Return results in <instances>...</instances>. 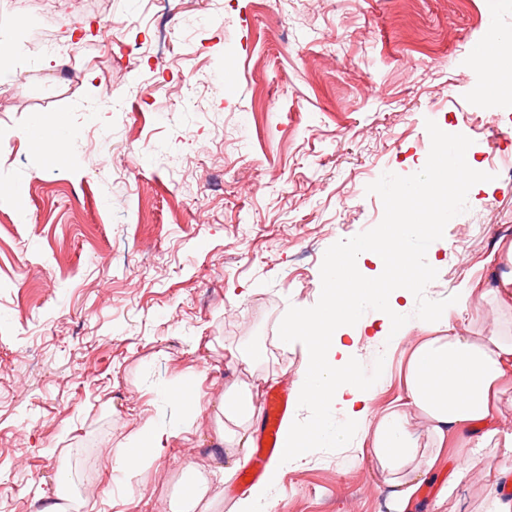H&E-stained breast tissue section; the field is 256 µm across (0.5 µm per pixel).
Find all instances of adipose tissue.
Masks as SVG:
<instances>
[{
  "instance_id": "obj_1",
  "label": "adipose tissue",
  "mask_w": 512,
  "mask_h": 512,
  "mask_svg": "<svg viewBox=\"0 0 512 512\" xmlns=\"http://www.w3.org/2000/svg\"><path fill=\"white\" fill-rule=\"evenodd\" d=\"M464 179L449 186L430 185L426 196L440 197V205L414 222L409 200L416 194L402 182L390 197L387 232L354 243L347 254L329 256L319 283L321 301L317 306H294L280 327V346L301 344L307 364L295 383L300 404L316 407L313 419L286 423L288 443L277 455L265 476L238 500L234 512H269L270 490L280 484L284 469L306 458L310 449L340 446L364 433H371L373 452L385 473L395 512H409L419 494L425 473L451 448L464 449L468 460L497 448H511L512 434L497 423L500 396L512 384V336L485 334L472 329L461 334L448 327L451 318L475 295L478 285L466 283L447 303L421 311L409 319L405 304L422 279L417 273L415 244L437 251L442 233L452 218L444 190L452 194L469 190L484 174L473 155L460 162ZM372 261L376 276H366L361 265ZM374 310L380 333L392 342L407 339L412 330L426 337L412 342L404 367L407 404L377 415L372 399L385 378L389 362L380 357L373 377L358 371L346 343V336L366 310ZM258 392L248 385L232 384L209 400L214 420L211 443L227 462L206 468L186 463L180 469L181 491L169 502V512H208L211 485L228 482L247 461L260 420ZM176 400L188 422L182 426H160L145 421L136 437L123 451L114 468L124 481L127 494H134V480L148 471L164 453L170 440L192 432V422L202 402L196 386L181 388ZM345 421L335 425L332 413ZM429 422L426 436L413 434L409 424L414 415Z\"/></svg>"
}]
</instances>
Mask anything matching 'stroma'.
I'll list each match as a JSON object with an SVG mask.
<instances>
[{
    "label": "stroma",
    "instance_id": "obj_1",
    "mask_svg": "<svg viewBox=\"0 0 512 512\" xmlns=\"http://www.w3.org/2000/svg\"><path fill=\"white\" fill-rule=\"evenodd\" d=\"M57 13L71 61L31 47L46 15L28 5L0 85V512L57 499L166 512L182 465L207 464L211 446L172 442L130 499L112 473L142 421L177 424L159 389L294 388L304 354L278 346L281 318L316 305L331 253L386 224V185L427 176L439 126L467 137L485 181L456 200L445 248L416 246L437 263L411 305L493 281L489 257L512 241V106L473 104L470 53L489 27L512 35V0H179L171 17L153 0L104 13L61 0ZM105 21L120 40H101ZM111 84L138 93L115 110ZM56 119L67 136L52 158L28 132ZM348 342L364 375L390 360L375 411L405 403L408 344L370 328ZM457 463L435 464L415 512H484L512 447L438 500ZM271 497V512H392L366 436L313 449Z\"/></svg>",
    "mask_w": 512,
    "mask_h": 512
}]
</instances>
